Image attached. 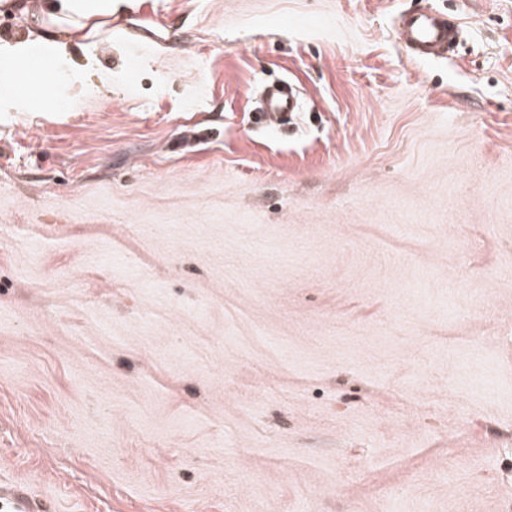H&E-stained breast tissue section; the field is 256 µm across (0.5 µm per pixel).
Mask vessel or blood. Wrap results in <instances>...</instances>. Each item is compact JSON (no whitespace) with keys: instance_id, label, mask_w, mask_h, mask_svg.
<instances>
[{"instance_id":"b4317fda","label":"vessel or blood","mask_w":512,"mask_h":512,"mask_svg":"<svg viewBox=\"0 0 512 512\" xmlns=\"http://www.w3.org/2000/svg\"><path fill=\"white\" fill-rule=\"evenodd\" d=\"M459 25L454 17L438 12L418 11L400 18L398 37L412 58L429 61L453 51ZM297 100L291 89L281 87L269 90L267 111L284 114L294 111Z\"/></svg>"}]
</instances>
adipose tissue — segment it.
<instances>
[{"label": "adipose tissue", "instance_id": "ef3b65f1", "mask_svg": "<svg viewBox=\"0 0 512 512\" xmlns=\"http://www.w3.org/2000/svg\"><path fill=\"white\" fill-rule=\"evenodd\" d=\"M113 0H38L28 11L26 0H0L1 10L28 13L29 36L0 40V99L16 112L24 111L29 97L14 95L22 83L39 81L44 73L55 80L68 77L71 46L83 48L87 59L98 52L96 31L112 21Z\"/></svg>", "mask_w": 512, "mask_h": 512}]
</instances>
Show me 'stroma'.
I'll return each mask as SVG.
<instances>
[{
  "mask_svg": "<svg viewBox=\"0 0 512 512\" xmlns=\"http://www.w3.org/2000/svg\"><path fill=\"white\" fill-rule=\"evenodd\" d=\"M417 9L449 58L399 43ZM101 42L0 111V489L504 512L512 0H143ZM282 79L300 112L257 124ZM459 25L450 15L418 11L400 18V43L414 59L429 61L452 52L458 37Z\"/></svg>",
  "mask_w": 512,
  "mask_h": 512,
  "instance_id": "35a3bbf8",
  "label": "stroma"
}]
</instances>
